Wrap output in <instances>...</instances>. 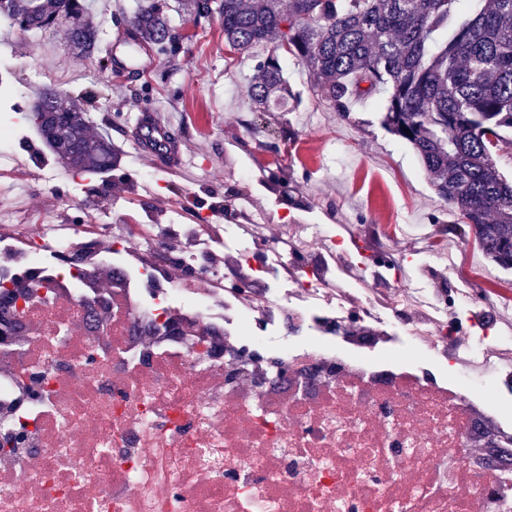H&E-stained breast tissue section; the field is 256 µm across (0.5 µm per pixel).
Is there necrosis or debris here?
<instances>
[{
  "label": "necrosis or debris",
  "instance_id": "4bbe7bcc",
  "mask_svg": "<svg viewBox=\"0 0 512 512\" xmlns=\"http://www.w3.org/2000/svg\"><path fill=\"white\" fill-rule=\"evenodd\" d=\"M79 210L0 207V512H512V333L459 288L352 302L315 225Z\"/></svg>",
  "mask_w": 512,
  "mask_h": 512
}]
</instances>
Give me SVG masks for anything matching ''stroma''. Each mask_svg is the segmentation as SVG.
Masks as SVG:
<instances>
[{
    "mask_svg": "<svg viewBox=\"0 0 512 512\" xmlns=\"http://www.w3.org/2000/svg\"><path fill=\"white\" fill-rule=\"evenodd\" d=\"M154 2L168 17L178 42L174 51L147 52L139 69L126 46H117L123 68L100 69L97 58L72 50L64 29L22 32L0 25V86L10 89L0 116L15 119L17 159H37L47 182L17 172L0 173V201L26 224H76L78 204L98 202L105 224L128 216L178 209L182 224H323L334 232L356 279L359 252L375 224H407L396 234L402 278L421 288L471 282L491 289L495 303L472 298L476 308L512 319V270L492 265L466 225L435 193L412 147L381 125L380 99L356 103L349 119L338 117L310 90L309 71L287 59L288 82L298 97L286 124L258 125L249 109L254 61L229 58L218 15L196 17L181 0H88V20L100 44H116L139 6ZM80 100L96 135L107 137L116 155L105 173L76 169L58 158L40 137L31 105L40 91ZM154 111L169 123L179 145L180 168L137 152L130 138L135 117ZM295 138L285 141V131ZM287 142L274 154L259 142ZM285 171L286 181L272 180ZM451 234H443V227ZM444 241L454 263L434 270V241Z\"/></svg>",
    "mask_w": 512,
    "mask_h": 512,
    "instance_id": "35a3bbf8",
    "label": "stroma"
}]
</instances>
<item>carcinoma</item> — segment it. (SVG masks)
<instances>
[{"label":"carcinoma","mask_w":512,"mask_h":512,"mask_svg":"<svg viewBox=\"0 0 512 512\" xmlns=\"http://www.w3.org/2000/svg\"><path fill=\"white\" fill-rule=\"evenodd\" d=\"M186 0L198 16L219 12L224 42L258 57L250 108L268 114L294 93L282 59L314 75L313 94L348 118L380 95L382 125L416 152L437 195L468 225L487 258L512 269V179L497 158L512 147V0ZM82 0H4L0 22L23 31L62 26L74 50L99 51ZM136 46L161 50L171 33L153 4L132 18ZM41 135L58 157L93 171L113 166L110 147L85 132L73 102L44 91ZM409 133H404V130Z\"/></svg>","instance_id":"obj_1"}]
</instances>
